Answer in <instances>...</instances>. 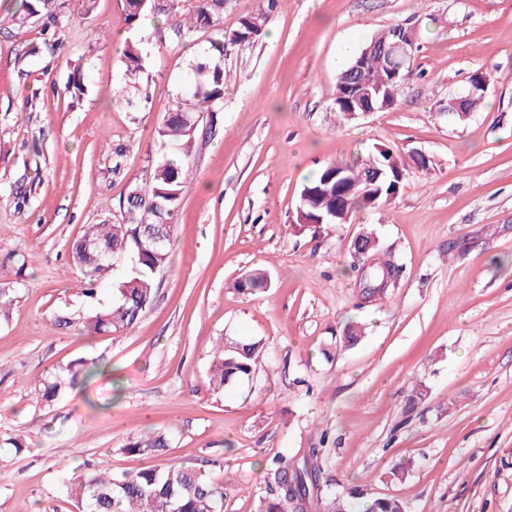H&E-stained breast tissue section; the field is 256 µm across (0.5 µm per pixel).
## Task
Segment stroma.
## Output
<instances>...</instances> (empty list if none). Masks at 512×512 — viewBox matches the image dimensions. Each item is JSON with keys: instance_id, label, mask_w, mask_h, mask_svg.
<instances>
[{"instance_id": "stroma-1", "label": "stroma", "mask_w": 512, "mask_h": 512, "mask_svg": "<svg viewBox=\"0 0 512 512\" xmlns=\"http://www.w3.org/2000/svg\"><path fill=\"white\" fill-rule=\"evenodd\" d=\"M0 0V512H76L68 483L176 461L224 486V512H260L270 461L324 447L323 479L353 506L400 499L406 512H512V0H280L259 42L228 52L232 88L201 122L174 220L171 263L130 328L86 333L112 297L85 294L72 255L86 225L121 222L146 188L147 154L181 89L192 46L151 47V107L109 91L121 76L123 0H65L59 29L4 22ZM415 26L414 75L395 108L340 121L338 74L379 30ZM486 103L445 113L474 72ZM83 78L75 93L69 78ZM132 144L121 177L102 147ZM39 141V152L28 149ZM418 150L391 207L295 230L299 192L323 164L375 146ZM26 204H17L16 190ZM371 231L402 273L359 306L352 241ZM255 267L268 290L236 283ZM71 324H56L57 316ZM364 328L335 346L348 324ZM257 337L250 381L213 393L217 337ZM333 347L331 357L322 350ZM83 358L88 379L57 401L43 380ZM420 388L421 398L411 396ZM164 432L166 451L124 453ZM405 471L402 481L390 471Z\"/></svg>"}]
</instances>
